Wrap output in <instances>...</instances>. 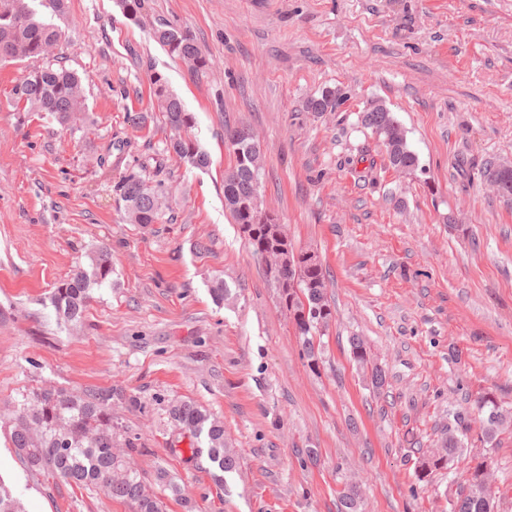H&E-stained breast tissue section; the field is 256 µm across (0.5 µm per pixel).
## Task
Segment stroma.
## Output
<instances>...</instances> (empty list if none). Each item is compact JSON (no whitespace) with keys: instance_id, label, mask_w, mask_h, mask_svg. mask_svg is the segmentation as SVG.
Returning a JSON list of instances; mask_svg holds the SVG:
<instances>
[{"instance_id":"stroma-1","label":"stroma","mask_w":512,"mask_h":512,"mask_svg":"<svg viewBox=\"0 0 512 512\" xmlns=\"http://www.w3.org/2000/svg\"><path fill=\"white\" fill-rule=\"evenodd\" d=\"M47 59L84 76L73 130L21 112L28 60L0 63V478L26 512H133L101 489L30 473L10 441L14 410L46 389L112 393L118 452L184 501L167 512H340L362 482L364 512H448L449 483L487 460L512 512V432L470 438L454 472L414 473L411 437L432 447L448 410L493 391L512 404V198L473 180L512 165V0H65ZM188 31L211 60L191 73L154 37ZM162 75L194 117L200 170L165 153L175 135L153 97ZM340 89L316 118L305 100ZM382 101L419 169L385 168L358 117ZM260 143L264 210L328 273L335 319L318 371L293 318L224 205L227 129ZM376 167L365 175L361 152ZM155 158L169 192L155 224L130 223L113 186ZM110 282L80 322L58 321L54 288L101 246ZM223 279L229 295L216 302ZM360 336L389 384L374 394L350 354ZM193 400L224 422L236 471L216 480L169 409Z\"/></svg>"}]
</instances>
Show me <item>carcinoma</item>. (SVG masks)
Here are the masks:
<instances>
[{"mask_svg":"<svg viewBox=\"0 0 512 512\" xmlns=\"http://www.w3.org/2000/svg\"><path fill=\"white\" fill-rule=\"evenodd\" d=\"M64 32L37 17L30 0H0V60H30L37 66L22 80L17 101L26 112H44L65 124L74 112L84 111L82 77L74 71L51 64L38 65L49 49L62 41ZM157 41L171 55L181 59L191 72L209 67L193 36L166 25L155 31ZM154 96L168 125L185 132L192 127L193 116L174 96L159 75L152 78ZM342 100L340 92L326 87L306 100L305 109L315 115L335 111ZM362 125L372 130L384 147L387 166L400 173L419 168V159L410 149L404 128L381 101L368 104L361 116ZM225 139L234 155V164L224 172V204L258 258L276 249L283 262L267 268L280 302L294 315L302 353L311 371L322 361L325 330L334 319L328 296V276L322 265L307 251L295 247L278 215L260 207L258 188L264 175L259 145L245 127L228 130ZM190 166L205 169L207 153L190 137H178L164 147ZM146 166L123 175L114 185L115 201L123 207L133 224H154L160 216L165 186L144 175ZM480 179L497 187L500 194L512 197V167L495 160L486 161L478 170ZM112 275V251L98 249L88 269L78 267L52 294V304L60 318L68 323L82 318L90 301V287L103 284ZM350 351L363 375L376 392L387 383L386 371L374 362L370 348L359 336L349 340ZM112 392L91 390L81 397L64 390L42 391L34 402L20 408L11 432L16 455L32 472L50 476L77 487H100L112 497L132 505L134 512H165L162 499L133 471L125 468L112 451ZM171 419L189 439V449L206 445L207 456L222 472L236 467V459L224 442V426L212 414L190 400L170 408ZM453 421L441 432L437 448L415 461V476L425 482L434 472L451 471L458 463L465 439L472 428L478 429L482 442L494 445L503 431L512 427V407L493 391H485L474 400L472 411L450 413ZM344 512H360L361 485L348 481L339 492ZM499 497L492 493L487 465L478 462L468 470L465 481L449 488L451 512H497ZM0 512H25L8 485L0 478Z\"/></svg>","mask_w":512,"mask_h":512,"instance_id":"obj_1","label":"carcinoma"}]
</instances>
